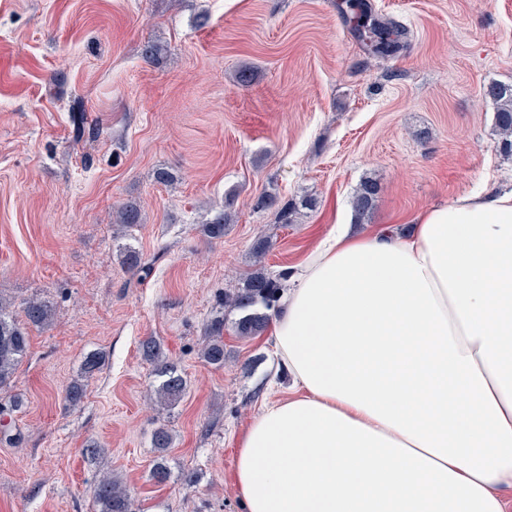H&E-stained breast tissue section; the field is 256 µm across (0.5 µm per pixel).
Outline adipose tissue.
Wrapping results in <instances>:
<instances>
[{"label": "adipose tissue", "mask_w": 512, "mask_h": 512, "mask_svg": "<svg viewBox=\"0 0 512 512\" xmlns=\"http://www.w3.org/2000/svg\"><path fill=\"white\" fill-rule=\"evenodd\" d=\"M272 338L294 393L239 442L244 512H512V191L338 225Z\"/></svg>", "instance_id": "1"}]
</instances>
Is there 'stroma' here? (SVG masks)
<instances>
[{"label":"stroma","instance_id":"35a3bbf8","mask_svg":"<svg viewBox=\"0 0 512 512\" xmlns=\"http://www.w3.org/2000/svg\"><path fill=\"white\" fill-rule=\"evenodd\" d=\"M369 2L407 30L393 56L362 49L346 0H0V301L53 310L0 390V423L16 436L0 443V512H98L90 487L105 472L140 512H242L240 437L291 381L273 373L269 334H235V313L223 366L200 348L225 289L253 267V239L273 242L268 271L292 272L351 212L364 177L380 185L367 230L406 231L432 206L512 188L482 94L512 85V0ZM149 42L157 59L141 54ZM264 191L315 205L285 226L253 210ZM229 197L231 224L207 237ZM130 198L142 215L127 229L112 212ZM127 244L146 273L123 267ZM149 337L188 381L162 412L140 351ZM94 351L106 362L70 406ZM162 425L173 443L158 484ZM172 441V434L164 425L158 427L152 435V446L158 455L151 469V477L158 484L166 483L170 478V472L165 464V453Z\"/></svg>","mask_w":512,"mask_h":512}]
</instances>
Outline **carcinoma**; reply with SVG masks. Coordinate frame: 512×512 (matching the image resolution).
<instances>
[{
  "label": "carcinoma",
  "mask_w": 512,
  "mask_h": 512,
  "mask_svg": "<svg viewBox=\"0 0 512 512\" xmlns=\"http://www.w3.org/2000/svg\"><path fill=\"white\" fill-rule=\"evenodd\" d=\"M354 22V33L373 56H389L401 46L404 30L391 20H384L374 14L370 4L364 0H351L347 4ZM484 96L497 104L495 126L500 135L499 147L505 154L512 155V86L489 84L483 90ZM378 194V185L372 179L363 180L357 188L352 205L355 216L361 220L368 216ZM252 208L255 211L275 210L278 222L292 223L291 216L297 206L279 204L278 197L262 193L254 198ZM140 204L134 199L122 203L116 210L115 221L131 228L139 223ZM230 215L226 209L214 213L203 225L205 234L212 239L224 237V229L229 224ZM271 249V241L259 236L251 244V252L256 267L245 276L241 285L224 292V308L239 313L233 328L238 336H256L268 326L273 313L278 310L282 297L283 281L288 273L273 274L261 265V260ZM27 325L43 327L52 317L49 305L37 298L27 301L22 308ZM224 318L216 317L206 324L204 329L203 359L218 367L224 366ZM29 334L26 328L10 314L7 307L0 303V388L10 384L19 363L29 349ZM143 358L150 362L155 372L164 377L157 389V402L171 407L179 402L187 390V380L179 372L177 365L161 352L153 338L142 341ZM173 441L172 434L164 427H158L152 435V446L157 452L151 477L163 484L170 478L165 464V453ZM91 494L99 512H138L135 499L121 481L106 473L99 476L91 486Z\"/></svg>",
  "instance_id": "obj_1"
}]
</instances>
